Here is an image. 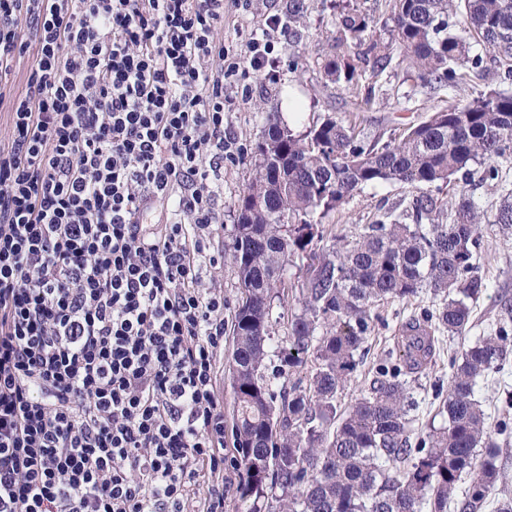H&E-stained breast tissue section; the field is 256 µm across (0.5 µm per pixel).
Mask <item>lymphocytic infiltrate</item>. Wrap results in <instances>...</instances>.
I'll return each mask as SVG.
<instances>
[{"label": "lymphocytic infiltrate", "mask_w": 512, "mask_h": 512, "mask_svg": "<svg viewBox=\"0 0 512 512\" xmlns=\"http://www.w3.org/2000/svg\"><path fill=\"white\" fill-rule=\"evenodd\" d=\"M228 7L0 0V512H224Z\"/></svg>", "instance_id": "1"}]
</instances>
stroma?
Wrapping results in <instances>:
<instances>
[{"label":"stroma","mask_w":512,"mask_h":512,"mask_svg":"<svg viewBox=\"0 0 512 512\" xmlns=\"http://www.w3.org/2000/svg\"><path fill=\"white\" fill-rule=\"evenodd\" d=\"M346 0H304L307 7L304 22L278 34L275 43L277 73L275 79H257L245 73L231 79L224 87L228 103L224 128L240 148L234 159L224 162V229L215 236L212 246L223 250L229 238V228L236 222L239 193L254 171L252 148L260 136L264 112H287L285 99L295 92L303 112L293 121L295 131L332 115L357 125L368 138L389 139L394 129L417 124L432 110L448 100H469L478 93L495 89L512 91V82L502 80L500 63L485 61L482 68L471 71L456 88L429 89L416 86L404 77L397 62H390L380 73L371 68L361 69L356 84L344 81H324L321 66L334 52L335 29L332 25L333 4ZM292 0H252L248 10L238 17L224 20V43L233 47L240 57H247L249 40L261 31L266 19L273 15L287 16ZM300 56L301 72L288 66L291 56ZM496 180L472 186L471 195L482 211L486 223L482 227V249L477 261L486 276L488 288L472 302V314L465 336L441 334L436 344V360L431 370L420 377V386L413 392L416 406L413 416L419 425H426L434 416L437 402L435 391L439 382L447 381L448 360L460 355L464 346L495 329L512 306V237H504L494 217L504 189H512V161L499 162ZM415 195L414 189L402 184L368 185L352 198L331 211L325 222L334 233L355 238L364 225L373 223L384 212H405ZM442 305L440 297L423 292L403 301L381 303L378 312L383 319L371 335V353L360 368L357 380L342 395L350 403L358 394L362 382L372 376L376 362L393 347L399 326L411 315L436 311Z\"/></svg>","instance_id":"35a3bbf8"}]
</instances>
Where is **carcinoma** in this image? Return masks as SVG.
Instances as JSON below:
<instances>
[{
    "label": "carcinoma",
    "mask_w": 512,
    "mask_h": 512,
    "mask_svg": "<svg viewBox=\"0 0 512 512\" xmlns=\"http://www.w3.org/2000/svg\"><path fill=\"white\" fill-rule=\"evenodd\" d=\"M391 2L384 21L354 7L334 16L340 54L323 65L326 79L352 83L357 63L381 71L395 55L423 88L456 87L486 57L510 61L504 79L512 80V0ZM253 154L255 173L224 245L241 290L227 358L233 452L224 458L237 475L238 512H483L509 449L494 439L476 392L512 357L507 325L452 363L440 425L414 429L408 376L432 362L434 332L465 335L469 302L488 288L476 263L483 215L469 187L477 167L481 180H493L495 163L512 160V94L449 101L385 142L330 116L296 133L267 112ZM439 182L456 198L446 223L443 203L429 193ZM385 183L418 191L404 213L410 222L386 212L351 242L323 224L362 187ZM494 223L512 233V194ZM328 236V252L310 248ZM295 255L310 264L297 288L300 311L283 326L274 301ZM425 290L442 296V306L412 319L342 407L371 351L374 307Z\"/></svg>",
    "instance_id": "carcinoma-1"
}]
</instances>
